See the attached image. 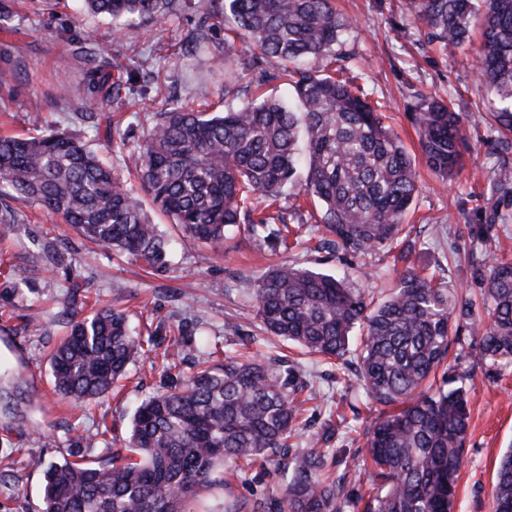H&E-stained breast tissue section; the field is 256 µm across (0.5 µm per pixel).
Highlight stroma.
Returning <instances> with one entry per match:
<instances>
[{"instance_id": "obj_1", "label": "stroma", "mask_w": 512, "mask_h": 512, "mask_svg": "<svg viewBox=\"0 0 512 512\" xmlns=\"http://www.w3.org/2000/svg\"><path fill=\"white\" fill-rule=\"evenodd\" d=\"M339 12L354 22L343 48L350 53V74L367 100L380 105L386 121L412 157L421 155L411 113L421 97L443 99L462 116L470 152L465 166L450 181L425 163L417 165L420 189L406 222L411 228V264L433 276L451 294L471 297L477 315L487 316L482 285L471 268L495 258L512 259V191L495 192L493 172L512 165V147L502 143L489 115L488 93L476 76L473 46L448 53L404 9L403 0H335ZM14 33L0 32L10 45L12 66L0 69V132L24 133L52 128L91 144L127 179L135 177V140L141 139L152 113L175 100L189 109L210 112L263 97L287 98L278 78L279 64L269 60L263 72L248 65L253 47L236 42L242 92L225 96L215 58L190 52L188 36L203 9L198 0H175L165 18L145 22L138 45L142 66L137 94L123 95L121 104L98 108V129L72 124L58 102L64 87L79 81L77 72L57 69L60 57L84 55L106 43L125 61L127 52L104 19L84 14L79 0H14ZM119 129L132 140L113 150L106 134ZM149 219L170 241L167 267L146 269L130 257L68 234L59 252L64 260L47 259L45 245L57 238L60 217L23 206L21 224H0V366L20 375L26 388L41 396L36 406H22L23 420L0 415V474L15 481L12 499L0 497V512H41L43 471L34 458L56 461L68 455L70 432H94L108 426L107 446L84 449L87 461L99 464L126 452L131 420L144 398L180 384L193 362L210 354L242 351L274 364L290 386H303L310 399L299 429L279 458L254 464L246 478L214 474L215 485L194 503L195 512H224L235 499L275 495L282 482L280 463L290 461L310 440L327 436L330 452L343 459L345 484L359 493L364 472L356 462L365 442L364 429L380 411L356 380L341 379L332 361L319 362L287 342L270 338L255 316L254 281L268 268L287 260L301 267L349 276L372 303L382 302L397 283L400 268L386 251L365 262L343 251L318 249L321 236L318 207L304 204L303 241L288 251L259 245L247 226L234 228L222 247L211 249L184 238L152 202ZM498 221L489 233L481 224L490 214ZM100 304L124 311L135 336L152 339L149 357L130 366L118 389L106 398L67 405L52 391L47 355L66 331L68 316H83ZM472 419L464 465L458 480L454 512H490L501 456L512 448V365L495 378L475 369L468 384ZM344 414L348 424L329 432V419Z\"/></svg>"}]
</instances>
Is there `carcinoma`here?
<instances>
[{
	"label": "carcinoma",
	"instance_id": "carcinoma-1",
	"mask_svg": "<svg viewBox=\"0 0 512 512\" xmlns=\"http://www.w3.org/2000/svg\"><path fill=\"white\" fill-rule=\"evenodd\" d=\"M173 0H83L86 11L112 20V31L133 46L139 22L161 18ZM406 9L447 50L470 43L480 29V81L495 95V130L512 136V0H404ZM233 36L256 49L251 67L278 59V77L298 105L247 100L222 112H194L170 103L153 114L137 143L136 175L144 191L191 240L219 247L240 224L274 247H289L292 231L277 206L287 188L319 205L318 246L364 258L398 247L405 269L397 288L373 307L345 279L276 264L252 289L255 315L272 336L320 360L351 352L362 329L355 375L384 407L366 431L367 487L350 501L335 478L328 451L306 448L283 464L274 498L238 500L227 512H454L471 409L465 381L471 371L448 364L460 333L475 337L474 363L490 373L512 364V262L475 268L491 302L488 319L473 302L452 297L434 278L414 271L404 244V219L419 189L415 159L347 76L339 47L353 21L333 0H224ZM82 85L60 95L72 118L120 94L121 70L105 50ZM427 166L444 179L457 175L468 145L461 117L427 97L414 115ZM265 198L257 212L251 195ZM35 204L61 217L76 234L151 267L166 262L168 240L142 200L81 140L65 133H0V224H18L16 204ZM129 334L122 311L102 305L75 317L49 356L55 392L74 403L112 393L128 367L147 356ZM303 387L286 389L271 368L252 358L203 362L182 386L144 401L129 440L137 456L105 466L76 452L105 442V432L69 438L74 449L45 468L42 512H192L214 471L231 465L241 477L255 460L278 454L294 436ZM35 394L0 392V414L18 415ZM491 512H512V450L500 460Z\"/></svg>",
	"mask_w": 512,
	"mask_h": 512
}]
</instances>
